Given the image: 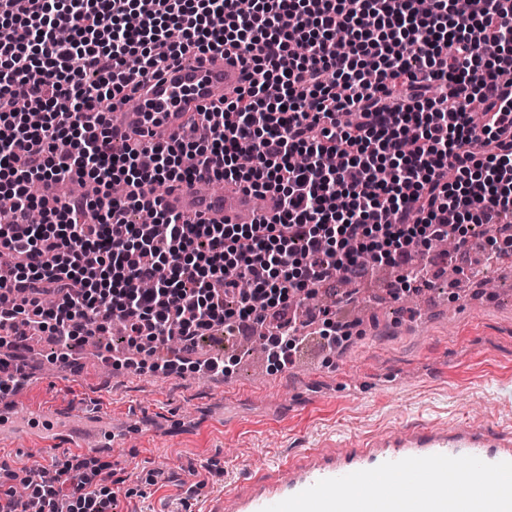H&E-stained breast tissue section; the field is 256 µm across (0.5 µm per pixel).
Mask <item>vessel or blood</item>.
<instances>
[{
	"label": "vessel or blood",
	"instance_id": "b4317fda",
	"mask_svg": "<svg viewBox=\"0 0 512 512\" xmlns=\"http://www.w3.org/2000/svg\"><path fill=\"white\" fill-rule=\"evenodd\" d=\"M240 82V67L228 56L210 54L204 60L172 67L161 78L147 83L133 107L113 113L112 127L121 135L138 132L156 141L182 138L185 113L223 99ZM209 184L204 178L172 185L162 202L211 224L253 222L257 211L252 194L230 182L223 190L213 192ZM56 417L69 421V428L46 440L21 432L17 441L40 452L87 448L88 414L65 408ZM439 454L474 456L488 463L512 462V428L478 426L462 417L450 423H400L338 442L326 439L275 465L250 469L203 512H262L322 479L372 469L388 461Z\"/></svg>",
	"mask_w": 512,
	"mask_h": 512
}]
</instances>
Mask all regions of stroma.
<instances>
[{
    "label": "stroma",
    "mask_w": 512,
    "mask_h": 512,
    "mask_svg": "<svg viewBox=\"0 0 512 512\" xmlns=\"http://www.w3.org/2000/svg\"><path fill=\"white\" fill-rule=\"evenodd\" d=\"M472 271L467 265L452 275L440 268L418 307L402 290L386 292L376 274L355 280L361 296L377 298L372 313L360 316L357 303L328 296L347 333L341 350L327 348L319 331L310 330L290 370L261 364L240 336L218 329L196 351L232 360L223 385L190 370L176 376L152 371L153 362L167 356L162 348L137 372L93 371L80 345L67 368L75 382L45 371L21 399L36 408H101L132 431L127 447L102 458L121 481L112 512H189L241 471L285 458L329 433L457 417L512 424V273L492 263L487 275L495 289L449 298V277L464 280ZM216 404L224 407L223 427L180 434ZM146 414L168 426L166 436H137Z\"/></svg>",
    "instance_id": "obj_1"
}]
</instances>
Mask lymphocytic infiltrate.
<instances>
[{"instance_id": "1", "label": "lymphocytic infiltrate", "mask_w": 512, "mask_h": 512, "mask_svg": "<svg viewBox=\"0 0 512 512\" xmlns=\"http://www.w3.org/2000/svg\"><path fill=\"white\" fill-rule=\"evenodd\" d=\"M190 52L244 73L194 119L208 137L114 134L113 111ZM202 170L277 213L208 224L155 196ZM65 179L86 193L60 198ZM0 194L1 347L46 332L71 349L117 318L136 349L175 343L160 371L191 369L214 329L512 223V0H0ZM6 477L0 512L116 499L81 455Z\"/></svg>"}]
</instances>
